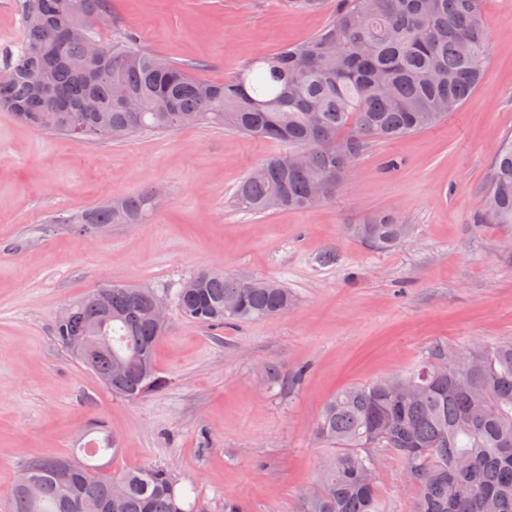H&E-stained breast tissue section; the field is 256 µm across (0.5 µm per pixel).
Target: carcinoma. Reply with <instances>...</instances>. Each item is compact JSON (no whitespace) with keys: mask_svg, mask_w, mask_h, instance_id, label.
Here are the masks:
<instances>
[{"mask_svg":"<svg viewBox=\"0 0 512 512\" xmlns=\"http://www.w3.org/2000/svg\"><path fill=\"white\" fill-rule=\"evenodd\" d=\"M57 0H21L26 36L0 69V108L36 131L84 140H126L189 126L232 131L278 142L265 174L238 186L237 206L255 214L305 210L336 195L347 172L341 156L357 159L373 142L397 140L448 119L482 83L487 35L482 0H336L328 24L309 38L247 59L236 75L216 82L146 50L123 32L107 42L97 22L108 0H82L81 13L62 15ZM69 39L50 65L47 88L26 72ZM96 42L101 54L88 53ZM153 193L115 200L77 224H141ZM480 224H512V136L504 138L481 195ZM351 232L375 248L399 245L407 225L376 212ZM179 288L175 306L207 326L247 323L288 311L284 286L200 270ZM74 316L54 334L70 348L76 336L101 346L84 363L113 394L137 400L165 380L155 359L166 328L151 311L145 288L108 282L72 303ZM82 455H47L24 464L38 487L33 498L15 486L11 512H190L187 491L160 466L114 475L96 458L117 454L119 441L100 421ZM317 440L330 447L299 512H385L379 459L404 464L417 490L412 512H512V341L448 352L443 347L405 373L349 386L323 406Z\"/></svg>","mask_w":512,"mask_h":512,"instance_id":"cac0c4a2","label":"carcinoma"}]
</instances>
